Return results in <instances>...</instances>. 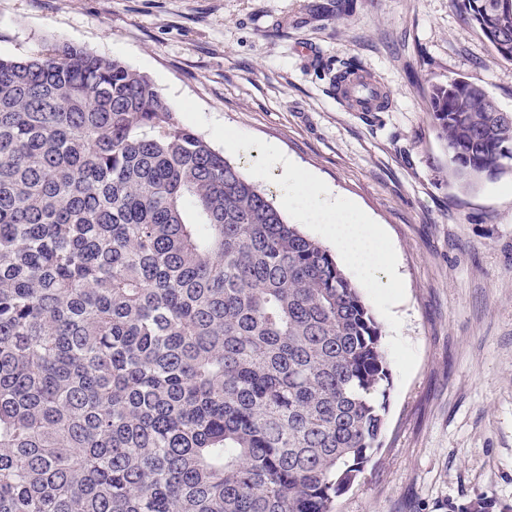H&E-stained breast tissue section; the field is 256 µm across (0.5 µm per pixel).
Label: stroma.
Here are the masks:
<instances>
[{
  "label": "stroma",
  "instance_id": "1",
  "mask_svg": "<svg viewBox=\"0 0 512 512\" xmlns=\"http://www.w3.org/2000/svg\"><path fill=\"white\" fill-rule=\"evenodd\" d=\"M56 40L277 146L389 234L417 364L390 367L381 445L336 512H512V169L463 188L430 103L458 78L512 113V61L451 0H0L1 56ZM347 60L383 111L337 95Z\"/></svg>",
  "mask_w": 512,
  "mask_h": 512
}]
</instances>
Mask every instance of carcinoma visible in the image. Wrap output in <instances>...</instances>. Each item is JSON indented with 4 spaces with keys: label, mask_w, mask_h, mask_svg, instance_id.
Here are the masks:
<instances>
[{
    "label": "carcinoma",
    "mask_w": 512,
    "mask_h": 512,
    "mask_svg": "<svg viewBox=\"0 0 512 512\" xmlns=\"http://www.w3.org/2000/svg\"><path fill=\"white\" fill-rule=\"evenodd\" d=\"M452 2L512 60V0ZM431 101L463 185L504 172L482 87ZM389 390L330 250L147 76L0 56V512H336Z\"/></svg>",
    "instance_id": "obj_1"
}]
</instances>
